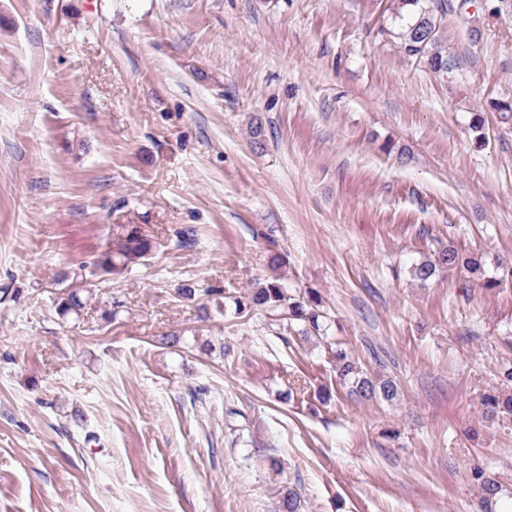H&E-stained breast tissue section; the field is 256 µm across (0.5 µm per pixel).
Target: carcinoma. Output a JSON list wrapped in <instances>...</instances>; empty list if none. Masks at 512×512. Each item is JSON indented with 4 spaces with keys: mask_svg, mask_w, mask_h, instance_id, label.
<instances>
[{
    "mask_svg": "<svg viewBox=\"0 0 512 512\" xmlns=\"http://www.w3.org/2000/svg\"><path fill=\"white\" fill-rule=\"evenodd\" d=\"M447 7L445 0H394L393 19L398 23L393 35L399 40L403 52L421 62L434 73L448 71V55L441 40L443 24L438 15ZM152 241L134 227L117 242L116 249L100 253L94 261L97 269L107 275H116L131 263L145 261L152 252ZM459 268L475 280H482L483 264L475 253L450 246L415 263L411 269L413 279L426 282L441 269ZM100 283L81 280L69 287L56 301V312L62 318L80 317L87 303L95 295ZM259 307L284 316L288 325H297L302 334L312 333L327 337L329 324L321 310L319 297L308 293L295 296L276 278L259 282L245 299L235 300L236 312ZM336 380L354 398L379 396L391 401L397 396V385L383 375L364 372L350 353L342 346L332 349ZM478 412L488 419L500 418L512 422V363L504 362L497 368L496 382L479 399ZM469 478L477 487L482 512H492L500 499L502 483L480 463L470 467Z\"/></svg>",
    "mask_w": 512,
    "mask_h": 512,
    "instance_id": "carcinoma-1",
    "label": "carcinoma"
}]
</instances>
